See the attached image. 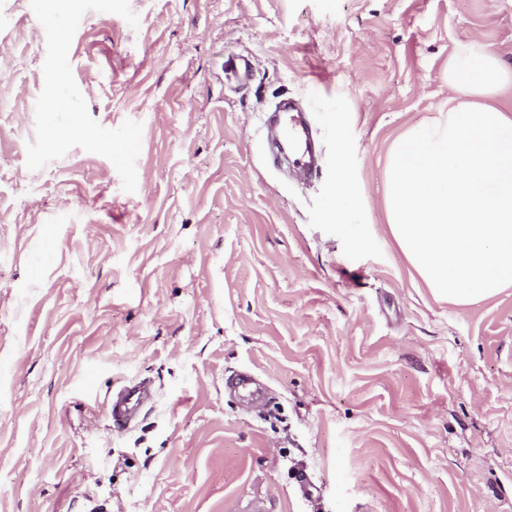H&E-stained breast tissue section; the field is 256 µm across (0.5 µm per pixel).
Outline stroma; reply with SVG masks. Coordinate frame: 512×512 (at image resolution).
Segmentation results:
<instances>
[{"instance_id":"1","label":"stroma","mask_w":512,"mask_h":512,"mask_svg":"<svg viewBox=\"0 0 512 512\" xmlns=\"http://www.w3.org/2000/svg\"><path fill=\"white\" fill-rule=\"evenodd\" d=\"M130 6L87 12L69 62L101 126L143 125L132 193L78 147L27 169L46 36L0 0V512H512V287L436 299L383 208L458 45L512 63V0ZM284 98L323 149L306 179L267 150ZM141 404V396L135 387L128 388L120 395L113 397L107 404V414L114 429H125L137 414Z\"/></svg>"}]
</instances>
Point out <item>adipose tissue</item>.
<instances>
[{"label": "adipose tissue", "instance_id": "ef3b65f1", "mask_svg": "<svg viewBox=\"0 0 512 512\" xmlns=\"http://www.w3.org/2000/svg\"><path fill=\"white\" fill-rule=\"evenodd\" d=\"M512 69L476 42L448 59L446 116L390 146L386 222L433 293L466 305L512 286Z\"/></svg>", "mask_w": 512, "mask_h": 512}]
</instances>
